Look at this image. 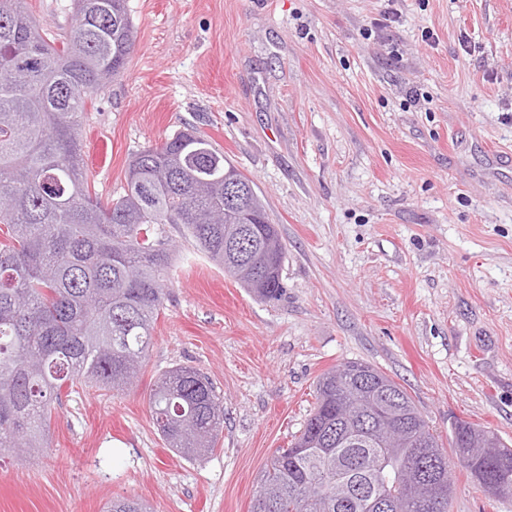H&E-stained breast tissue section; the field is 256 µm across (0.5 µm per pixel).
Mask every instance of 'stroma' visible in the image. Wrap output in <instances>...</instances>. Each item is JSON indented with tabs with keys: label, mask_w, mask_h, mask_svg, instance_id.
I'll use <instances>...</instances> for the list:
<instances>
[{
	"label": "stroma",
	"mask_w": 512,
	"mask_h": 512,
	"mask_svg": "<svg viewBox=\"0 0 512 512\" xmlns=\"http://www.w3.org/2000/svg\"><path fill=\"white\" fill-rule=\"evenodd\" d=\"M126 70L88 101L92 192L192 126L255 184L286 248L261 301L184 240L135 387L78 391L49 447L0 457V512H250L338 363L403 386L447 442L451 418L512 444V0H127ZM396 12L389 27L372 21ZM178 365L224 401L216 448L168 449L148 405ZM450 512H512L450 461Z\"/></svg>",
	"instance_id": "1"
}]
</instances>
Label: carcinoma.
<instances>
[{
  "label": "carcinoma",
  "mask_w": 512,
  "mask_h": 512,
  "mask_svg": "<svg viewBox=\"0 0 512 512\" xmlns=\"http://www.w3.org/2000/svg\"><path fill=\"white\" fill-rule=\"evenodd\" d=\"M126 0H75L70 29L48 32L27 0H0V452L48 447L52 408L82 382L120 390L138 377L174 261L166 225L195 243L224 273L264 280L241 285L262 300L282 292L285 247L265 205L227 224L224 174L254 187L212 143L190 129L129 157L126 188L103 204L80 168L79 129L89 99L125 69L135 45ZM389 383L404 405L408 437L386 448L360 421L336 438V410L353 396L349 371ZM154 424L170 450L197 459L217 444L224 405L191 366L163 374L149 393ZM456 418L448 444L492 497L512 496V448L486 457ZM448 457L406 389L374 366L346 361L324 372L303 430L262 471L250 512H449ZM107 512H149L135 499Z\"/></svg>",
  "instance_id": "obj_1"
}]
</instances>
